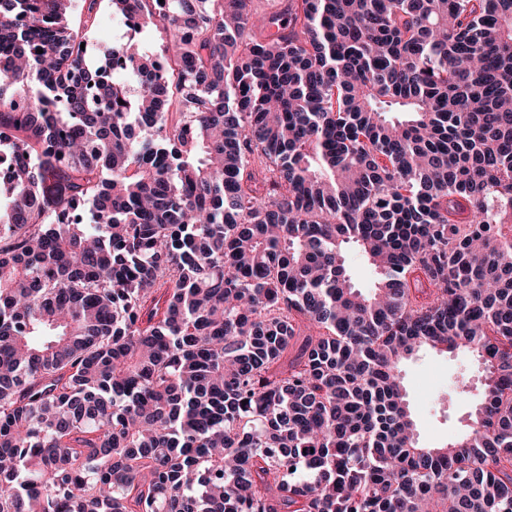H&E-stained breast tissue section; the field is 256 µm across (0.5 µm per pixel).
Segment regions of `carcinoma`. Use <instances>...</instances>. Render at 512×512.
Listing matches in <instances>:
<instances>
[{
  "mask_svg": "<svg viewBox=\"0 0 512 512\" xmlns=\"http://www.w3.org/2000/svg\"><path fill=\"white\" fill-rule=\"evenodd\" d=\"M96 3L0 0V512H512V0ZM96 10L101 17L102 22L98 31L92 35L88 42V54L95 58L98 57L100 49L103 46L112 42L113 37L124 33V30L119 31L118 33H116L115 30H112V13L107 0H98ZM401 370L419 440L439 445L463 433L468 415L479 404L483 367L477 359L466 351L440 354L422 349ZM462 380L469 393L457 395ZM425 392L429 400L423 404L420 397Z\"/></svg>",
  "mask_w": 512,
  "mask_h": 512,
  "instance_id": "carcinoma-1",
  "label": "carcinoma"
}]
</instances>
